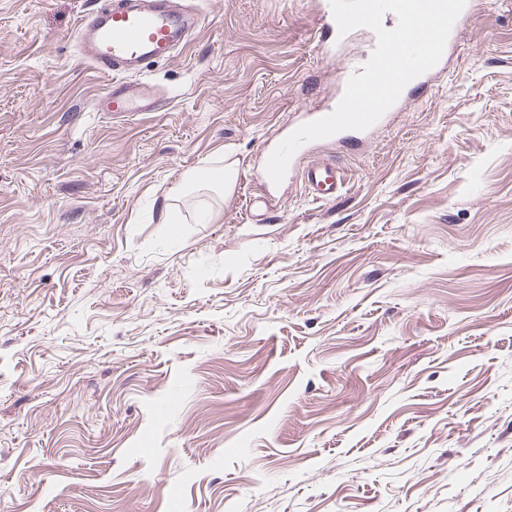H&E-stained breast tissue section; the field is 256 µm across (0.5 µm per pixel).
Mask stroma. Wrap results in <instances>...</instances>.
I'll return each mask as SVG.
<instances>
[{"instance_id":"35a3bbf8","label":"stroma","mask_w":512,"mask_h":512,"mask_svg":"<svg viewBox=\"0 0 512 512\" xmlns=\"http://www.w3.org/2000/svg\"><path fill=\"white\" fill-rule=\"evenodd\" d=\"M97 0H0V512H512V0L357 147L251 174L349 63L316 0H196L94 109ZM238 170L231 192L185 173ZM302 178L314 200H330L343 190L342 171L333 161L307 163L303 167Z\"/></svg>"}]
</instances>
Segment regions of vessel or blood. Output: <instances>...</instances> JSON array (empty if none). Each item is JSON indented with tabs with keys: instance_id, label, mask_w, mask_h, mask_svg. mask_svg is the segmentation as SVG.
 I'll list each match as a JSON object with an SVG mask.
<instances>
[{
	"instance_id": "obj_1",
	"label": "vessel or blood",
	"mask_w": 512,
	"mask_h": 512,
	"mask_svg": "<svg viewBox=\"0 0 512 512\" xmlns=\"http://www.w3.org/2000/svg\"><path fill=\"white\" fill-rule=\"evenodd\" d=\"M472 17L464 7L455 21L439 68H446L456 52ZM320 19L331 39L327 53H336L343 43L329 0H320ZM196 9L178 0H103L94 22H80L76 41L82 56L101 73L110 75L112 85L100 99L98 111L113 113L154 112L160 99L145 92L140 78L152 65L175 57L199 30ZM302 178L313 199L335 198L343 190V175L335 162L322 160L306 164Z\"/></svg>"
}]
</instances>
